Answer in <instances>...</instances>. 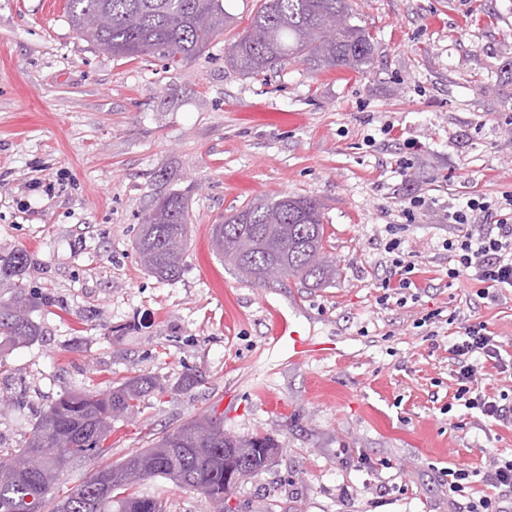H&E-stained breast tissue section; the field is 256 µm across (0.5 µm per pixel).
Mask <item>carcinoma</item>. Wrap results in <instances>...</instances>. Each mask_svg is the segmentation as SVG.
Returning <instances> with one entry per match:
<instances>
[{"mask_svg": "<svg viewBox=\"0 0 512 512\" xmlns=\"http://www.w3.org/2000/svg\"><path fill=\"white\" fill-rule=\"evenodd\" d=\"M73 30L95 50L114 57H156L178 67L204 51L233 23L224 0H66ZM375 44L354 23L350 0H260L246 31L227 47L231 65L256 77L291 61L316 67L359 70ZM211 243L238 272L276 262L282 275L319 288L336 280V260L327 253L321 204L311 196L286 194L256 199L212 225ZM184 194L160 196L135 238L145 270L161 280L179 277L188 251ZM30 259L22 249L0 252V281L17 291L0 300V346L30 343L40 336L29 316L32 300L23 287ZM165 392L156 378L134 376L106 393L85 389L55 399L33 424L19 448L0 454V512H163L155 497L130 492L153 478L203 490L224 499V457L245 448L252 466L264 470L260 448L269 436L238 438L224 432L218 417L196 418L152 439L117 465L93 472L69 494L56 496L68 468L108 453L114 418L133 414L142 397Z\"/></svg>", "mask_w": 512, "mask_h": 512, "instance_id": "carcinoma-1", "label": "carcinoma"}]
</instances>
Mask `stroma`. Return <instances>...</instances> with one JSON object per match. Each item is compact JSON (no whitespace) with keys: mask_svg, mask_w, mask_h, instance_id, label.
I'll list each match as a JSON object with an SVG mask.
<instances>
[{"mask_svg":"<svg viewBox=\"0 0 512 512\" xmlns=\"http://www.w3.org/2000/svg\"><path fill=\"white\" fill-rule=\"evenodd\" d=\"M44 2L0 0V249L28 253L41 329L0 352V449L59 395L146 374L164 393L113 420L110 455L67 471L59 495L202 414L281 449L236 489L235 512H455L459 464L465 495L492 494L480 474L512 455V421L454 400L448 348L482 321L512 353V288L493 302L450 279L443 243L468 198L512 194V0H352L370 64L256 78L224 46L259 0H224L233 25L177 68L98 52ZM172 190L188 196L191 244L165 281L133 244ZM283 193L322 205L340 270L327 287L258 285L212 250V224ZM392 238L414 288L383 287ZM277 311L329 352L273 340ZM138 490L167 512H212L160 478Z\"/></svg>","mask_w":512,"mask_h":512,"instance_id":"1","label":"stroma"}]
</instances>
